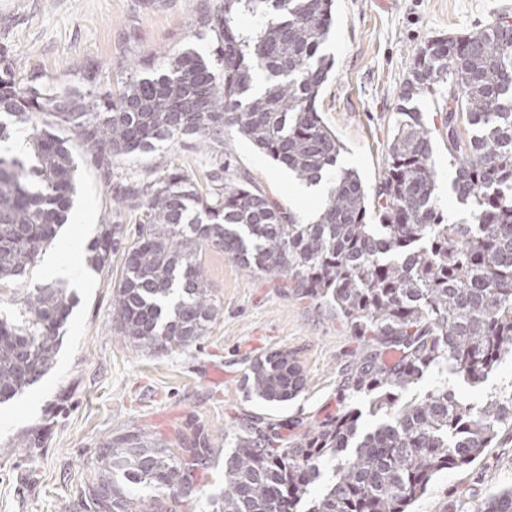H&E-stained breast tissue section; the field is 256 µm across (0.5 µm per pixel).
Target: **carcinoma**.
I'll return each mask as SVG.
<instances>
[{"mask_svg":"<svg viewBox=\"0 0 512 512\" xmlns=\"http://www.w3.org/2000/svg\"><path fill=\"white\" fill-rule=\"evenodd\" d=\"M334 12V0H223L196 21L216 38L214 60L187 49L160 68L132 69L115 91L95 70L84 90L55 89L38 76L22 82L0 48V144L19 129L29 144L24 156L0 154V287L26 275L57 237L80 152L135 156L185 136L221 147L224 129L234 127L301 182L331 176L309 224L250 183L225 181L222 166L204 191L177 170L117 190L116 198H139L146 210L112 298L125 340L169 351L205 335L218 315L201 260L212 244L336 311L355 336L396 351L363 359L341 385L336 413L289 443L260 418L236 425L212 512H411L438 473L470 467L512 431L511 380L472 403L448 385L450 375L481 383L512 354V38L492 22L416 49L400 92L402 118L370 196L355 170L337 168L341 144L317 107L333 68L319 49ZM243 13L258 20L250 33L237 24ZM442 91L453 99L444 128L467 223L441 206L430 132L422 113L405 107ZM371 212L378 223H367ZM121 232L99 225L88 248L93 270L110 264ZM77 302L63 286L42 284L21 297L18 316L0 317V403L50 371ZM427 372L438 374L432 387L402 401ZM246 380L269 404L306 384L286 352L257 358ZM357 395L379 417L366 431L349 405ZM188 452L141 430L108 439L81 490L87 512H136L135 489L157 512L166 496L176 504L190 490L198 496L196 473L209 449ZM339 456L332 478L300 510L320 466ZM181 470L183 489L174 485ZM480 512H512V487L490 492Z\"/></svg>","mask_w":512,"mask_h":512,"instance_id":"carcinoma-1","label":"carcinoma"}]
</instances>
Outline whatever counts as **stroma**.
<instances>
[{"label":"stroma","mask_w":512,"mask_h":512,"mask_svg":"<svg viewBox=\"0 0 512 512\" xmlns=\"http://www.w3.org/2000/svg\"><path fill=\"white\" fill-rule=\"evenodd\" d=\"M221 0H0V46L19 76L42 75L55 87L78 86L99 70L107 85L124 78L129 63L163 64L192 48L214 57L211 35L194 21ZM512 20V0H336V18L321 47L334 61L317 99L324 122L342 145L340 166L357 170L367 190L379 183L399 114L398 98L413 51L448 33ZM432 138L436 193L452 219L467 208L451 191L455 168L444 118L448 99L417 100ZM73 222L51 246L60 262L72 259L66 241L89 244L99 224L121 225L110 269H84L71 283L79 298L51 370L16 398L0 404V512H86L79 491L97 467L102 443L133 430L165 438H205L208 466L199 473L203 497L173 512H210L208 494L224 485V430L250 417L294 440L335 412L338 390L372 345L319 302L240 266L215 246L202 260L219 313L205 336L174 351H148L118 336L112 293L145 210L138 201L115 204L116 186L134 187L181 169L205 181L216 168L225 178L255 184L294 214H316L325 193L310 194L287 169L256 149L236 129L224 144L203 149L191 138L134 158L77 157ZM288 352L307 376L304 390L277 406L249 397L244 377L255 358ZM300 428H293V421ZM42 429L41 444L25 445ZM512 486V432L466 470L437 474L412 512H476L488 493Z\"/></svg>","instance_id":"obj_1"}]
</instances>
